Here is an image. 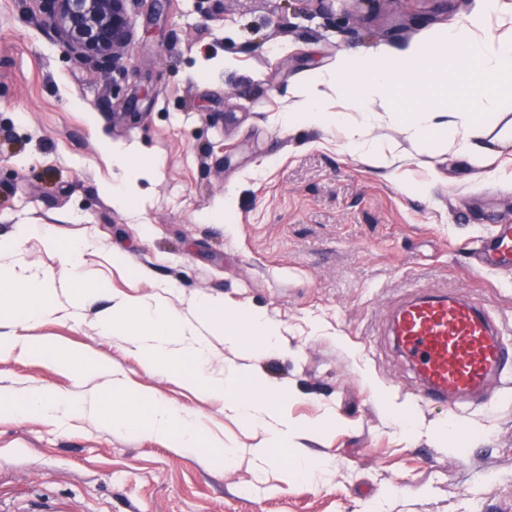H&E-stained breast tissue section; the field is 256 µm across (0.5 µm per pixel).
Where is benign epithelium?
Segmentation results:
<instances>
[{
  "label": "benign epithelium",
  "instance_id": "7a95c632",
  "mask_svg": "<svg viewBox=\"0 0 512 512\" xmlns=\"http://www.w3.org/2000/svg\"><path fill=\"white\" fill-rule=\"evenodd\" d=\"M40 25L74 60L115 69L132 41L131 0H37Z\"/></svg>",
  "mask_w": 512,
  "mask_h": 512
}]
</instances>
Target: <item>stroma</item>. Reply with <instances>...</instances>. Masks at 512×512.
Instances as JSON below:
<instances>
[{"mask_svg":"<svg viewBox=\"0 0 512 512\" xmlns=\"http://www.w3.org/2000/svg\"><path fill=\"white\" fill-rule=\"evenodd\" d=\"M482 0H171L159 21L130 7L126 76L67 59L31 22L35 0H0V266L54 276L53 312L26 323L0 313V333L98 357L108 374L15 353L0 356V392L23 399L108 398L113 377L191 411L203 447L174 450L84 412L0 411V512H512V388L492 409L457 413L424 401L389 325L411 287L473 296L512 318V269L479 270L471 247L512 224V145L495 143L501 111L483 122L495 159L481 169L445 148L419 149L383 119L376 142L399 155L403 194L339 136L285 128L291 89L351 49L397 54L461 23ZM122 153L141 168L129 207L113 205ZM230 207L226 223L207 216ZM27 224L64 242L89 240L80 259L99 294L72 297L69 260ZM121 263H113L112 255ZM165 299L190 321L199 300L261 311L284 338L263 354L211 339L209 369L245 368L288 386L301 427L332 416L300 447L334 460L327 480L277 478L251 458L227 464L210 444L251 448L262 438L219 398L148 374L141 356L102 332L116 302ZM408 407L418 428L393 424L384 401ZM476 430L438 447L432 429Z\"/></svg>","mask_w":512,"mask_h":512,"instance_id":"1","label":"stroma"}]
</instances>
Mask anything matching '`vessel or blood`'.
Listing matches in <instances>:
<instances>
[{
	"label": "vessel or blood",
	"mask_w": 512,
	"mask_h": 512,
	"mask_svg": "<svg viewBox=\"0 0 512 512\" xmlns=\"http://www.w3.org/2000/svg\"><path fill=\"white\" fill-rule=\"evenodd\" d=\"M473 254L483 268L512 265V225H496ZM390 331L412 361L426 401L480 404L490 378L512 379V339L504 320L469 297L414 295L399 305Z\"/></svg>",
	"instance_id": "obj_1"
}]
</instances>
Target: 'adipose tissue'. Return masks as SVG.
Instances as JSON below:
<instances>
[{"label": "adipose tissue", "mask_w": 512, "mask_h": 512, "mask_svg": "<svg viewBox=\"0 0 512 512\" xmlns=\"http://www.w3.org/2000/svg\"><path fill=\"white\" fill-rule=\"evenodd\" d=\"M502 13L500 0H484L479 13L465 23L439 31L427 44L393 57L381 52H346L336 68L317 75V83L300 87L288 98L283 125L303 124L346 134V145L364 163L390 169L395 160L371 136L381 114L400 120L423 147H448L466 153L480 167H488L490 156L479 141L478 116L484 112L512 109V30L495 39L482 38L491 19ZM474 73L487 79L483 96H460L449 102L443 91L448 84L464 85ZM335 88L361 115L359 126L349 127L346 113L324 109L320 86ZM0 284L20 292L23 321L39 320L52 311V280L49 275L24 276L0 268ZM208 325L225 340L256 350L280 348L281 336L262 313H224L214 301L200 303ZM21 351L75 370L84 377L107 372L95 357L77 356L55 344L22 343L0 336V354ZM94 412L113 426L167 437L173 448L185 450L201 445V425L194 415L162 395L141 394L114 380L112 396L98 399Z\"/></svg>", "instance_id": "ef3b65f1"}]
</instances>
